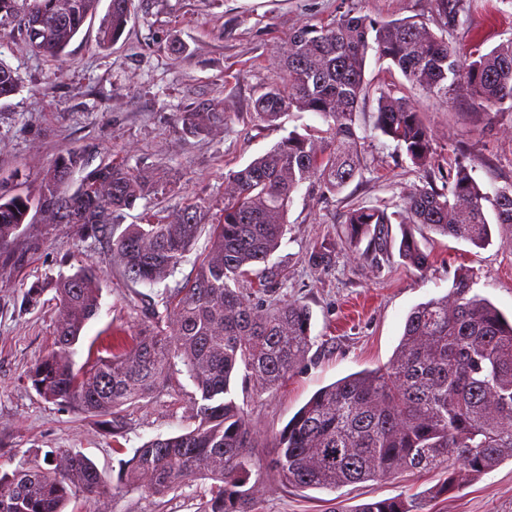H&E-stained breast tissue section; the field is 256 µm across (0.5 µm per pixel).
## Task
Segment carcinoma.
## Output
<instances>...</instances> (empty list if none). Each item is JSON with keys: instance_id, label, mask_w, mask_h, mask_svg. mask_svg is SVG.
<instances>
[{"instance_id": "1", "label": "carcinoma", "mask_w": 512, "mask_h": 512, "mask_svg": "<svg viewBox=\"0 0 512 512\" xmlns=\"http://www.w3.org/2000/svg\"><path fill=\"white\" fill-rule=\"evenodd\" d=\"M100 0H0V27L13 25L32 52L64 55ZM131 0H110L99 44L117 42L130 18ZM42 20L41 34L29 32ZM283 77L254 102V112L275 124L289 112H312L327 124L324 147L314 135L292 130L265 154L228 175L233 195L223 220L211 225L213 243L195 276L165 305L173 307L176 332L152 326L88 369H74L72 354L84 325L100 308L95 271L80 265L52 285L58 306L54 347L30 369L28 378L44 399L100 418L109 434L122 428L123 407L153 394L170 371L182 365L196 386L195 429L155 438L120 463L118 484L157 497L204 477L211 480L197 512H256L243 490L255 458L252 430L232 397L239 370L261 387L279 385L311 346V315L297 302L258 314L241 283L278 249L292 194L307 181L338 193L360 173L354 153V124L366 89L368 52L389 62L406 81L430 95L448 97L464 84L486 109L512 112V41L461 61L445 38L408 20L375 21L345 14L330 27L304 29L289 37ZM19 88L16 72L0 60V99ZM183 127L199 136L224 122V111L192 107L180 113ZM374 126L416 165L432 167L435 154L423 108L405 97L382 94ZM84 151L58 157L46 177L39 209L59 224H75L88 236L106 239L113 262L135 283L154 284L176 272L202 228L205 213L187 205L174 220L119 224L123 211L158 193V184L134 170L104 162L71 189L84 168ZM407 198L405 213L385 207H357L346 215L349 243L369 238L380 246L396 220L403 231L398 252L407 265L423 268L428 254L410 226L463 239L491 242L484 202L491 201L496 225L512 235V187L490 197L465 161L456 157L448 175ZM31 202L0 193V246L29 215ZM468 273L454 277L447 296L414 307L390 361L350 374L319 389L280 431L275 469L291 486L334 490L381 480L407 470L444 468L437 490L448 494L512 461V321L473 292ZM82 492L91 499L110 488L85 456L58 449L50 467L29 464L0 472V512H64ZM355 512H427L419 497L374 499Z\"/></svg>"}]
</instances>
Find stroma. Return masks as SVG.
Instances as JSON below:
<instances>
[{
    "label": "stroma",
    "mask_w": 512,
    "mask_h": 512,
    "mask_svg": "<svg viewBox=\"0 0 512 512\" xmlns=\"http://www.w3.org/2000/svg\"><path fill=\"white\" fill-rule=\"evenodd\" d=\"M133 0L131 19L111 48L98 44L100 16L88 20L65 56L51 60L20 44L16 30L0 29V61L21 80L16 94L0 100V185L37 200L57 156L93 147L88 168L123 164L162 184L158 195L139 200L124 214L127 224L148 216L173 219L187 204L202 207L217 223L231 192L225 176L265 153L293 127L323 128L313 113H292L281 125L259 122L253 101L280 76L288 37L306 27L335 23L354 13L373 20H411L445 36L460 53L490 51L512 39V0ZM186 42L190 55L171 51ZM367 94L355 118L361 177L337 194L319 183L292 195L278 250L268 262L267 287L248 284L257 311L283 302L305 304L312 345L295 372L273 389L235 377L232 394L244 408L256 445V467L246 484L258 512H351L373 500L419 494L446 477L441 470H409L387 480L336 490L286 484L269 467L276 435L320 388L351 373L383 366L397 347L409 312L446 295L463 269L474 289L512 315V237L494 230L490 244L416 231L429 255L425 269L398 254L399 225H392L382 252L347 239L345 216L356 206L404 208L423 187L426 169L413 164L395 142L374 128L381 92L419 102L431 129L435 162L447 167L461 154L485 192L512 184V116L486 111L464 87L447 98L430 97L387 63L368 56ZM208 103L225 110L224 123L205 136L186 134L179 114ZM330 240L327 263L310 258L314 244ZM212 244L202 230L178 270L147 285L127 280L104 242L83 237L72 224L55 223L33 210L0 254V470L43 461L66 448L90 458L107 484L118 479L120 460L158 438L193 430L198 392L187 374L171 375L149 398L126 405L120 435L105 434L95 418L39 396L27 378L55 338L57 308L48 291L59 274L84 263L101 284L100 311L83 328L72 356L88 366L103 354L114 331L133 335L163 311V298L189 279ZM43 289L37 305L27 294ZM210 482L200 478L166 497L122 490L91 504L72 498L67 512H196ZM429 512H512V462H503L458 491L428 502Z\"/></svg>",
    "instance_id": "stroma-1"
}]
</instances>
